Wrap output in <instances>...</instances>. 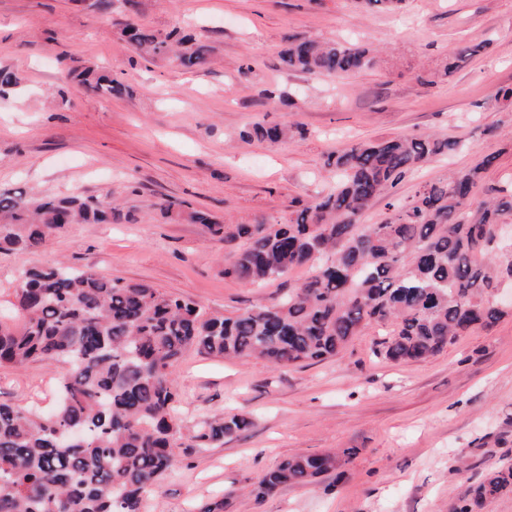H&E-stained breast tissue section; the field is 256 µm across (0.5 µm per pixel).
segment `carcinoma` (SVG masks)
<instances>
[{"instance_id":"obj_1","label":"carcinoma","mask_w":512,"mask_h":512,"mask_svg":"<svg viewBox=\"0 0 512 512\" xmlns=\"http://www.w3.org/2000/svg\"><path fill=\"white\" fill-rule=\"evenodd\" d=\"M130 51L145 61L177 57L187 69L210 62V47L126 24ZM476 53L448 55L449 72ZM281 61L295 73L342 75L368 68L367 47L288 36ZM77 81L120 96L124 82L94 67ZM248 139L276 141L288 128L256 124ZM462 149L433 135L359 142L327 157L336 188L318 195L286 224H219L176 200L165 215L204 224L226 240L245 239L224 275L261 287L307 266L309 276L281 296L233 316L147 283H124L65 265L19 271V323L0 322V366L47 361L65 366L61 398L48 412L0 403V512H142L146 494L180 463L179 448H218L254 426L245 414L209 417L184 433L174 415L172 373L188 353L261 359L274 368L340 355L366 328L389 331L375 353L393 363L435 357L472 330L492 327L505 310L494 291L512 279V242L493 229L512 217V189L477 199L488 155L448 180L420 187L404 205L389 190L408 173ZM391 216L359 223L377 200ZM112 204L89 197L32 198L0 189V252L37 250L68 224H110ZM336 469V455H293L257 482L263 499L284 486H307ZM512 488V466L490 470L455 512L478 508Z\"/></svg>"}]
</instances>
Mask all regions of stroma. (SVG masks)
I'll return each mask as SVG.
<instances>
[{"label":"stroma","mask_w":512,"mask_h":512,"mask_svg":"<svg viewBox=\"0 0 512 512\" xmlns=\"http://www.w3.org/2000/svg\"><path fill=\"white\" fill-rule=\"evenodd\" d=\"M160 33H193L209 65L132 59L127 19ZM356 41L372 67L314 78L280 62L290 35ZM461 45L476 54L445 72ZM95 63L129 86L107 97L61 81ZM0 67L20 79L0 98V189L33 197L115 201L128 221L72 224L47 246L0 252V305L20 269L59 262L147 282L227 316L302 282L293 269L262 288L225 277L244 242L160 209L175 199L229 224L294 212L336 184L328 154L360 141L433 134L462 151L427 162L391 191L405 203L492 154L480 185L512 186V0H406L402 13L359 0H0ZM287 140L242 139L254 123ZM367 328L339 357L272 369L259 360L188 354L174 371L184 419L239 412L250 431L219 448H183L180 466L147 497L146 512H194L231 491L224 512H453L492 468L512 465V314L462 336L438 356L395 364L372 353ZM59 365L0 368V402L51 409ZM355 449L320 483L264 500L259 476L295 454Z\"/></svg>","instance_id":"obj_1"}]
</instances>
